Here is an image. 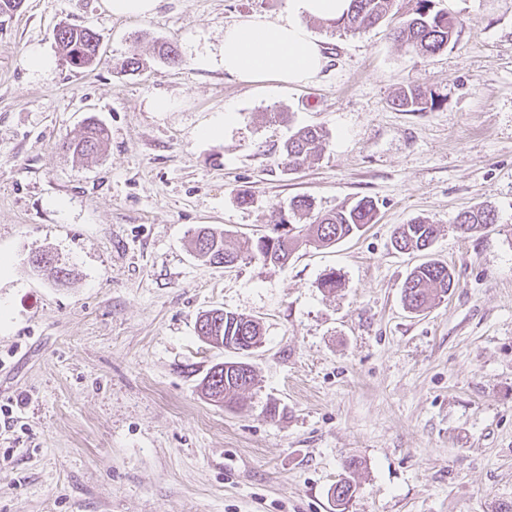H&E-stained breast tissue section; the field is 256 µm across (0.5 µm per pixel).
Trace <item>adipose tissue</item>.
Instances as JSON below:
<instances>
[{
  "label": "adipose tissue",
  "mask_w": 512,
  "mask_h": 512,
  "mask_svg": "<svg viewBox=\"0 0 512 512\" xmlns=\"http://www.w3.org/2000/svg\"><path fill=\"white\" fill-rule=\"evenodd\" d=\"M349 4L350 0H288V11L278 20L251 15L225 25L219 57L202 55L197 63L203 69L221 67L245 84L270 79L308 84L322 71L327 57L308 30L307 20L339 19Z\"/></svg>",
  "instance_id": "1"
}]
</instances>
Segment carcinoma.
<instances>
[{
  "label": "carcinoma",
  "instance_id": "cac0c4a2",
  "mask_svg": "<svg viewBox=\"0 0 512 512\" xmlns=\"http://www.w3.org/2000/svg\"><path fill=\"white\" fill-rule=\"evenodd\" d=\"M394 0H351L350 9L342 20L330 23L334 30L344 33H362L384 21L392 11ZM458 33V22L446 11H433L432 0H417L415 8L400 25L394 28L395 38L405 42L415 53L428 56L448 47ZM56 42L66 63L77 69L91 67L100 62V39L90 28L63 25L56 31ZM439 96L419 85H410L392 99L391 104L401 112H423L433 108ZM108 138L106 127L89 119L82 136L69 144V149L80 156L98 152ZM327 133L317 126H304L294 132L285 142L282 151L283 164L290 169L304 165L307 160L323 149ZM313 203L307 197H295L289 205L291 217L282 218L281 223L291 225L287 232L276 236L264 235L256 239L245 237L235 250L226 247L224 236L206 227L194 234V255L197 259L216 267L232 265L239 260L261 259L273 265H285L294 256L302 243L329 246L351 237L368 224L374 222L375 206L371 199L363 197L349 207L322 215L311 216ZM457 228L464 233L488 230L497 223L495 210L483 205L459 213ZM436 227L421 219L401 224L393 233V246L403 251H426L430 249ZM33 265L51 271L56 284L69 283L70 270L48 254L35 256ZM455 285L453 271L448 264L429 259L416 266L402 286V300L414 312L425 311L432 300L446 295ZM199 336L235 353L239 337L260 336V323L242 314L213 309L201 315L196 323ZM205 388L210 396L220 397L225 404H235L242 392L255 385L252 368L236 369L235 362L213 365L205 375ZM356 491V485L345 476L331 492L336 512H345L346 505Z\"/></svg>",
  "mask_w": 512,
  "mask_h": 512
}]
</instances>
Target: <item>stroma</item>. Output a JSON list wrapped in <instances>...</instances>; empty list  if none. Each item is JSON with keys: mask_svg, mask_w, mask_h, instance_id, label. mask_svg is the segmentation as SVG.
<instances>
[{"mask_svg": "<svg viewBox=\"0 0 512 512\" xmlns=\"http://www.w3.org/2000/svg\"><path fill=\"white\" fill-rule=\"evenodd\" d=\"M433 3L458 37L427 57L384 25L308 20L328 62L303 86L196 64L225 24L278 18L288 0H160L144 18L24 0L0 17V512H333L352 458L346 512L512 504V0ZM63 24L97 32V66L62 61ZM163 41L179 63L157 58ZM35 47L51 69L28 66ZM132 56L139 71L121 67ZM410 82L438 104L392 108ZM159 96L174 111H152ZM227 108L223 139L199 137ZM90 118L110 140L81 160L64 145ZM309 124L326 146L288 169L283 143ZM301 196L320 213L370 198L375 222L283 267L193 256L197 227L231 245L269 235ZM482 203L495 226L460 234L457 214ZM415 218L437 225L430 254L456 280L421 313L401 293L422 257L391 242ZM38 252L69 266L67 286L32 267ZM214 308L263 327L257 384L233 408L199 389L225 359L195 328Z\"/></svg>", "mask_w": 512, "mask_h": 512, "instance_id": "obj_1", "label": "stroma"}]
</instances>
